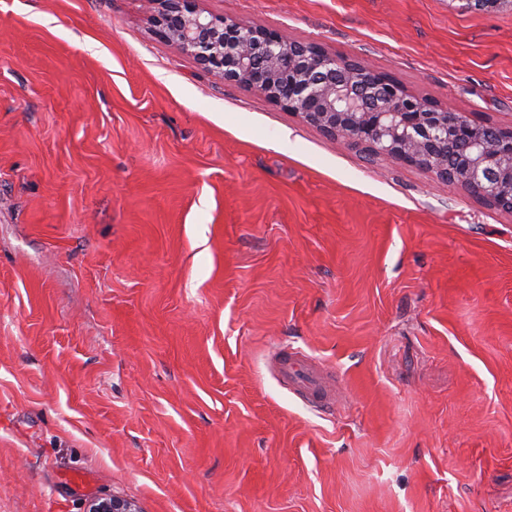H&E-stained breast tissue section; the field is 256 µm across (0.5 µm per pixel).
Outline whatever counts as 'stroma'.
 <instances>
[{"label": "stroma", "mask_w": 512, "mask_h": 512, "mask_svg": "<svg viewBox=\"0 0 512 512\" xmlns=\"http://www.w3.org/2000/svg\"><path fill=\"white\" fill-rule=\"evenodd\" d=\"M196 6L512 128L511 8ZM99 495L512 512V213L217 79L146 0H0V512ZM277 372L282 380L304 395L311 404L321 408L335 405L323 372L301 351L281 356L277 361Z\"/></svg>", "instance_id": "stroma-1"}]
</instances>
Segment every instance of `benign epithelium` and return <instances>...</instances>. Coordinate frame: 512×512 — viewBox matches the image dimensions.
<instances>
[{"label": "benign epithelium", "instance_id": "obj_1", "mask_svg": "<svg viewBox=\"0 0 512 512\" xmlns=\"http://www.w3.org/2000/svg\"><path fill=\"white\" fill-rule=\"evenodd\" d=\"M160 35L205 69L298 116L345 147H362L433 172L512 213V128L476 122L416 97L370 65L283 33L205 16L195 0H147ZM85 512H141L97 496Z\"/></svg>", "mask_w": 512, "mask_h": 512}]
</instances>
